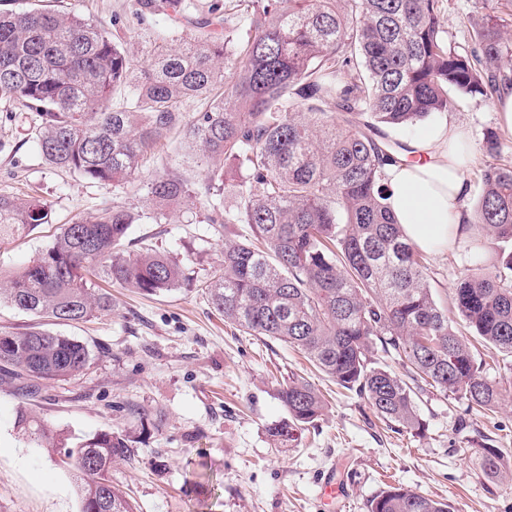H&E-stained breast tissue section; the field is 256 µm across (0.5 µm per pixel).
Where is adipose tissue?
<instances>
[{"mask_svg": "<svg viewBox=\"0 0 512 512\" xmlns=\"http://www.w3.org/2000/svg\"><path fill=\"white\" fill-rule=\"evenodd\" d=\"M462 138L457 127L439 124L412 142L420 162L385 167L390 186L388 208L405 237L420 251L453 252L469 236L459 209L465 189L463 165L450 148Z\"/></svg>", "mask_w": 512, "mask_h": 512, "instance_id": "1", "label": "adipose tissue"}]
</instances>
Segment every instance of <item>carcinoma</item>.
I'll return each instance as SVG.
<instances>
[{"label":"carcinoma","mask_w":512,"mask_h":512,"mask_svg":"<svg viewBox=\"0 0 512 512\" xmlns=\"http://www.w3.org/2000/svg\"><path fill=\"white\" fill-rule=\"evenodd\" d=\"M188 18L185 0H138ZM467 16L473 47L461 52L439 22L441 0H222L195 21L196 33L163 35L137 66L112 29L42 8L0 12V101L37 112L36 144L46 163L119 187L138 179L148 156L176 134L181 157L209 164L203 190L176 170L139 182L144 208L112 202L63 225L42 252L0 279V302L41 319L85 321L112 308L88 275L157 295L181 286V263L149 244L122 250L134 224H170L175 208L203 196L208 223L245 224L249 238H224V267L205 285L224 323L302 352L336 385L363 397L391 427L420 431L415 397L430 386L491 410L502 396L471 340L512 358V163L491 161L470 218L472 268L452 288L457 333L434 298L422 254L390 216L384 166L407 150L373 137L451 111L456 98L491 99L512 84V13L482 0ZM234 81L224 83V73ZM126 90V104L112 93ZM232 189L236 203L224 205ZM51 221L33 196L0 195V238ZM0 366L38 381H65L91 361L85 343L42 325L0 330ZM402 360L397 373L385 358ZM286 408L270 424L276 448L298 444L323 415L325 399L292 376L279 390ZM17 428L64 449L80 502L100 496L108 512H136L112 485V462L135 452L127 437L102 431L69 447L22 408ZM503 455L485 450L486 475L502 474ZM369 512H452L448 502L390 486Z\"/></svg>","instance_id":"cac0c4a2"}]
</instances>
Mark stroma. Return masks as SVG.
<instances>
[{"label":"stroma","mask_w":512,"mask_h":512,"mask_svg":"<svg viewBox=\"0 0 512 512\" xmlns=\"http://www.w3.org/2000/svg\"><path fill=\"white\" fill-rule=\"evenodd\" d=\"M48 8L110 24L122 16L137 59L152 34L169 31L160 11L137 14V0H43ZM476 0H442L440 21L459 51L470 48L465 25ZM445 121L466 134L462 210H471L487 159L484 134L501 136L512 160V129L494 101L463 97ZM38 117L0 102V194L34 193L52 210L51 223L0 244V274L32 261L75 218L94 216L113 199L141 204L135 189H117L51 168L35 143ZM182 259L190 280L160 295L107 284L112 309L51 330L88 344L93 359L65 381L22 396L17 379L0 374V512H80L74 470L62 453L43 447L15 426L18 408L48 422L69 444L102 430L129 435L131 461L112 464L113 485L138 512H368L391 484L447 501L454 512H512V369L487 349L486 375L503 396L493 412L466 414L465 401L425 388L417 411L422 432L391 431L356 393L339 389L304 355L264 336L225 324L204 285L222 271L223 234L201 204L187 205L176 224L132 225L125 250L140 240ZM436 301L451 304L452 288L472 263L470 253L426 254ZM300 375L324 394L327 407L295 448L271 447L266 428L285 417L278 391ZM500 449L504 478H489L480 462ZM346 488V502H327L325 476Z\"/></svg>","instance_id":"obj_1"}]
</instances>
